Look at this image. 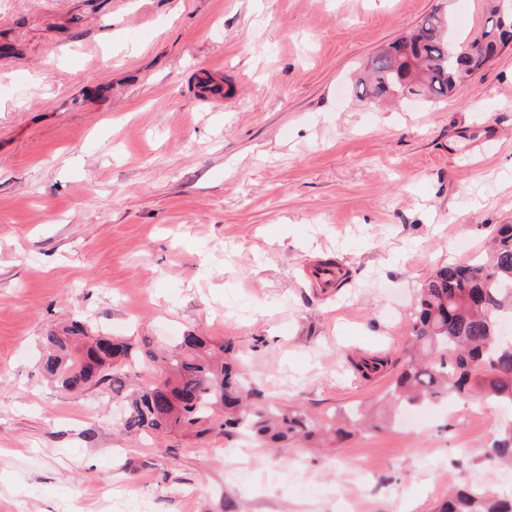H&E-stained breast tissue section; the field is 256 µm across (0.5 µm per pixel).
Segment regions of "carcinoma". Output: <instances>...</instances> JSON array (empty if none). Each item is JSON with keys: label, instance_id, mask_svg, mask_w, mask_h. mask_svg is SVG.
<instances>
[{"label": "carcinoma", "instance_id": "obj_1", "mask_svg": "<svg viewBox=\"0 0 512 512\" xmlns=\"http://www.w3.org/2000/svg\"><path fill=\"white\" fill-rule=\"evenodd\" d=\"M484 21L464 36L452 31L448 13L438 8L407 35L375 56L357 79L361 101L398 95L436 103L448 98L472 73L485 67L508 42L512 15L502 0H491ZM512 319V224H499L485 254L470 262L438 267L419 288L407 327L409 357L387 392L396 407H420L452 401L471 392L480 405L512 406V342L501 341L500 326ZM41 371L66 391L105 383L118 392L123 368L148 360L156 381L130 395L122 427L145 438L157 430L204 435L214 430L278 445L293 438L318 441L321 420L297 404L288 406L261 395L244 377L229 344L202 355L206 340L189 331L173 350L158 355L106 336L88 335L80 320L44 337ZM350 426L366 428L369 409L347 413ZM494 465L512 464V424L483 449ZM438 512H512V496L491 486L460 488L448 494Z\"/></svg>", "mask_w": 512, "mask_h": 512}]
</instances>
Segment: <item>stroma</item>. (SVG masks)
<instances>
[{
  "instance_id": "35a3bbf8",
  "label": "stroma",
  "mask_w": 512,
  "mask_h": 512,
  "mask_svg": "<svg viewBox=\"0 0 512 512\" xmlns=\"http://www.w3.org/2000/svg\"><path fill=\"white\" fill-rule=\"evenodd\" d=\"M0 0V512H435L512 470V408L271 450L123 434L111 387L61 390L42 338L233 344L253 386L315 413L380 408L421 282L512 224V46L437 103L358 101L359 65L439 4ZM337 266L311 287L306 268ZM386 370L363 379L351 359ZM483 456L494 465L503 462L512 465V424L502 427L498 437L483 449Z\"/></svg>"
}]
</instances>
